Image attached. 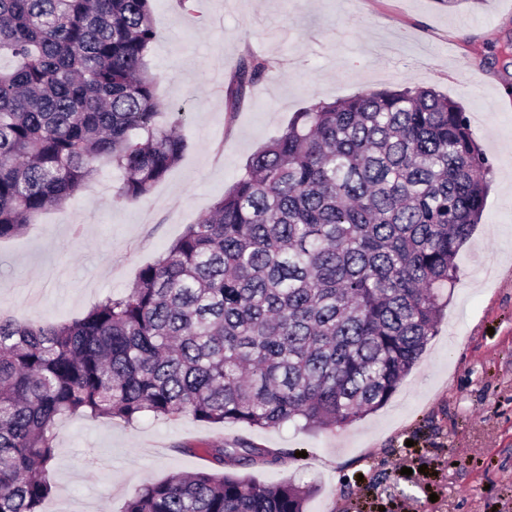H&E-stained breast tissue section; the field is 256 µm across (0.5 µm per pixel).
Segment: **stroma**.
I'll use <instances>...</instances> for the list:
<instances>
[{"label":"stroma","mask_w":512,"mask_h":512,"mask_svg":"<svg viewBox=\"0 0 512 512\" xmlns=\"http://www.w3.org/2000/svg\"><path fill=\"white\" fill-rule=\"evenodd\" d=\"M147 57L184 106L188 150L146 198L109 171L0 241V315L57 322L131 288L230 186L247 158L318 101L431 88L466 111L490 163L482 221L461 248L444 316L405 380L349 426L259 430L192 417L127 425L75 414L56 431L44 512H122L144 484L207 469L183 444L247 441L291 460L255 480L313 488L307 512H512V0H153ZM271 72L236 113L242 56Z\"/></svg>","instance_id":"1"}]
</instances>
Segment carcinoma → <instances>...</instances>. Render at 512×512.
Instances as JSON below:
<instances>
[{
	"label": "carcinoma",
	"mask_w": 512,
	"mask_h": 512,
	"mask_svg": "<svg viewBox=\"0 0 512 512\" xmlns=\"http://www.w3.org/2000/svg\"><path fill=\"white\" fill-rule=\"evenodd\" d=\"M151 0H0V240L104 169L146 198L187 142L162 121ZM242 58L236 104L271 70ZM489 163L466 112L423 87L295 113L126 293L45 324L0 318V512H43L56 426L183 416L344 427L384 405L443 315ZM210 468L145 484L124 512H305L310 491L230 467L291 453L224 442Z\"/></svg>",
	"instance_id": "1"
}]
</instances>
